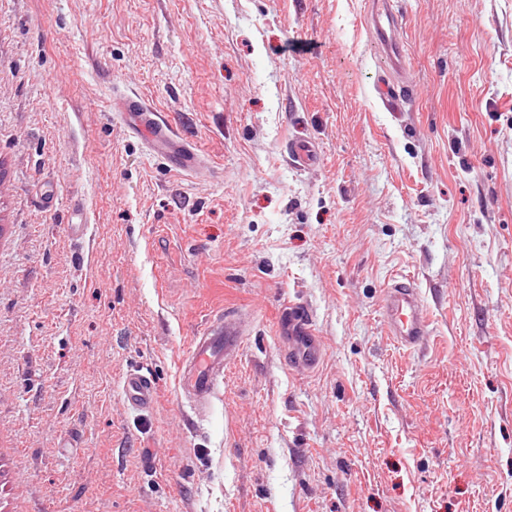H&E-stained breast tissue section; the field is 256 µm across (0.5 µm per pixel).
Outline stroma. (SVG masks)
<instances>
[{
	"label": "stroma",
	"instance_id": "obj_1",
	"mask_svg": "<svg viewBox=\"0 0 512 512\" xmlns=\"http://www.w3.org/2000/svg\"><path fill=\"white\" fill-rule=\"evenodd\" d=\"M394 8L398 111L369 0H0V512H512V0ZM116 89L213 176L149 155ZM402 276L413 351L381 317ZM227 309L251 327L196 415L182 360ZM288 155L293 166L306 170L314 166L318 158L315 146L309 142H290ZM382 316L387 333L401 347L416 349L428 336L430 315L418 291L394 278L385 286ZM290 336L284 351L288 364L294 371L313 373L322 360L323 346L311 327V316L301 304H288L282 310ZM122 398L130 409L150 410L156 402V392L151 377L139 369L127 371L122 377Z\"/></svg>",
	"mask_w": 512,
	"mask_h": 512
}]
</instances>
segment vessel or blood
Instances as JSON below:
<instances>
[{
	"label": "vessel or blood",
	"mask_w": 512,
	"mask_h": 512,
	"mask_svg": "<svg viewBox=\"0 0 512 512\" xmlns=\"http://www.w3.org/2000/svg\"><path fill=\"white\" fill-rule=\"evenodd\" d=\"M370 28L391 67L404 71L406 53L399 38L401 19L391 0L372 6ZM112 117L143 141L148 153L166 162L171 170L187 177H197L208 169L205 156L182 139L175 128L140 95L126 90L115 92L111 102ZM288 155L293 166L310 169L318 153L309 142H292ZM382 316L387 333L401 347L416 349L428 336L430 315L418 291L410 283L392 279L385 286ZM282 318L290 336L284 351L289 365L300 372H314L322 360L323 346L311 327V316L299 304L286 305ZM246 335V323L237 312L228 311L208 323L193 336L180 374V389L194 411L208 407L220 380L224 365L238 354ZM122 398L128 408L150 410L156 392L150 376L139 369L122 377Z\"/></svg>",
	"instance_id": "1"
}]
</instances>
